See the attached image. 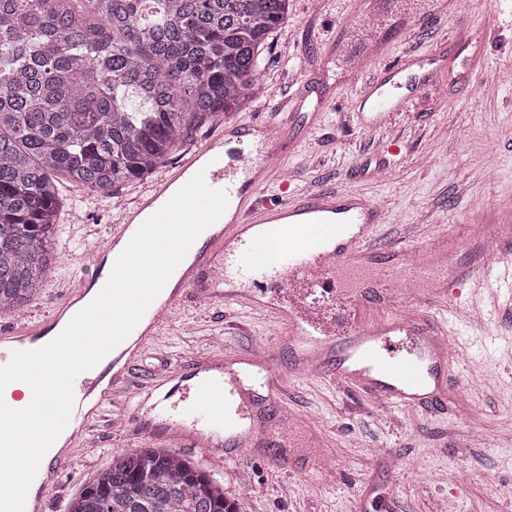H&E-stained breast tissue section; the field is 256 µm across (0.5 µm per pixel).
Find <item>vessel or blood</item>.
Listing matches in <instances>:
<instances>
[{
	"instance_id": "b4317fda",
	"label": "vessel or blood",
	"mask_w": 512,
	"mask_h": 512,
	"mask_svg": "<svg viewBox=\"0 0 512 512\" xmlns=\"http://www.w3.org/2000/svg\"><path fill=\"white\" fill-rule=\"evenodd\" d=\"M401 74V64H388L362 83L358 95L364 110L356 115L361 128L385 125L390 112L414 96L415 87L404 83ZM274 127L271 121H227L220 135L167 167L124 209L119 222L110 224L89 257L102 284L118 257L115 244L130 241L143 214L196 173H204L211 188L228 195L222 216L177 266L179 278L168 299L151 303L129 336L76 378L64 444L56 455L42 459L35 479L43 491L27 498L25 512H47L45 492L56 485L73 448L126 394L132 365L157 336L164 315L188 301L206 309L242 305L266 313L279 325V339L287 343L292 361L281 369L268 344L263 361L248 355L236 368L211 356L170 365L136 393L139 405L164 418L161 435L166 439L231 462L256 446L287 464L289 449L302 447L303 435L295 427L299 415L287 411L286 394L304 376L329 379L386 408L419 412L445 407L448 336L438 318L448 313L468 332L479 331L469 309L491 283L512 289V264L504 260L512 252V225L496 216L482 226L454 225L431 239L426 262L402 242L376 251L372 239L386 222L385 209L343 190L289 196V180L274 178L285 157L274 144ZM268 224L279 227V251L272 261L260 233ZM491 246L501 250L502 259L481 260ZM465 250L473 260H459ZM87 290L78 284L50 316L1 329L0 366L28 344L47 345Z\"/></svg>"
}]
</instances>
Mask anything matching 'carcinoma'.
I'll list each match as a JSON object with an SVG mask.
<instances>
[{
	"mask_svg": "<svg viewBox=\"0 0 512 512\" xmlns=\"http://www.w3.org/2000/svg\"><path fill=\"white\" fill-rule=\"evenodd\" d=\"M289 0H0V315L58 263L64 191L150 180L189 134L258 99ZM67 512H244L165 448L112 458Z\"/></svg>",
	"mask_w": 512,
	"mask_h": 512,
	"instance_id": "1",
	"label": "carcinoma"
}]
</instances>
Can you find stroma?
Returning <instances> with one entry per match:
<instances>
[{
  "mask_svg": "<svg viewBox=\"0 0 512 512\" xmlns=\"http://www.w3.org/2000/svg\"><path fill=\"white\" fill-rule=\"evenodd\" d=\"M355 5L356 0H290L288 21L265 58L267 94L239 112L238 120L269 117L274 104L308 88L323 96L327 105L315 121L288 118L291 149L283 172L299 192L351 190L383 205L388 221L374 236L377 249L408 234L424 245L435 227L477 224L493 208L512 212V26L504 23L499 0H471L458 16L436 14L434 0H388L378 32L383 53L373 67L409 53L442 52L446 60L440 78L395 113L388 134L398 138L399 153L385 180L375 173L383 144L349 120L362 83L354 75L360 44L350 38L346 55L332 54L336 12ZM464 29L485 37L472 66L482 81L477 88L460 76L455 39ZM64 212L80 214L93 233H75L62 224L59 262L25 320L49 315L62 298L61 284L90 278L88 252L113 215L108 199L73 191ZM479 308L493 310L499 338L479 350L452 352L447 413L389 411L365 395L307 377L289 388L288 399L323 430L330 450L324 471L306 476L264 455L223 465L197 448L183 454L229 495L250 490L248 512H512V298L503 295ZM215 334L223 335L228 349L245 351L277 336L278 329L257 311L175 308L161 336L136 362L132 386L164 373L172 360L211 353ZM156 425L153 417L139 420L115 405L111 426L88 432L60 471L47 512H66L70 498L113 455L163 447L149 433ZM452 468L464 471L467 481L449 484Z\"/></svg>",
  "mask_w": 512,
  "mask_h": 512,
  "instance_id": "1",
  "label": "stroma"
}]
</instances>
